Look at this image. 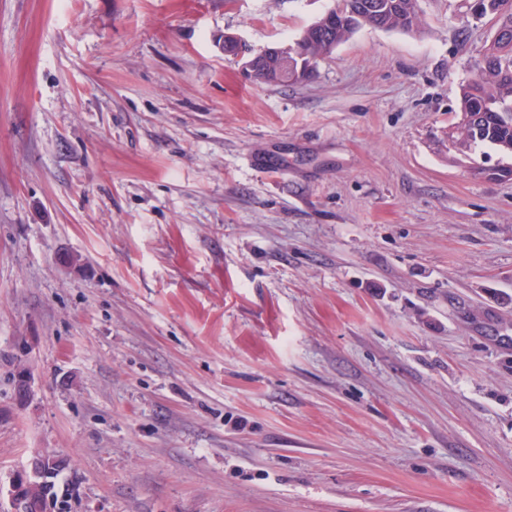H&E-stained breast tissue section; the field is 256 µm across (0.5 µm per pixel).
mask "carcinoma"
<instances>
[{
    "label": "carcinoma",
    "mask_w": 512,
    "mask_h": 512,
    "mask_svg": "<svg viewBox=\"0 0 512 512\" xmlns=\"http://www.w3.org/2000/svg\"><path fill=\"white\" fill-rule=\"evenodd\" d=\"M367 2L341 0L339 8L364 15L367 26L386 30H408L419 22L417 0H377L381 8L373 13L362 10ZM491 6L502 34L475 64L472 77L461 85L459 118L449 133L452 146L464 155L479 146L512 155V120L501 116L503 112L512 114V0H491ZM357 30L340 22L325 24L302 41V48L316 63ZM256 77L284 83L292 81V72L283 65L266 63Z\"/></svg>",
    "instance_id": "carcinoma-1"
}]
</instances>
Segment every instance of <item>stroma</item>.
<instances>
[{"label": "stroma", "instance_id": "stroma-1", "mask_svg": "<svg viewBox=\"0 0 512 512\" xmlns=\"http://www.w3.org/2000/svg\"><path fill=\"white\" fill-rule=\"evenodd\" d=\"M335 2L0 0V512L42 451L78 512H512V158L448 140L494 21L221 48Z\"/></svg>", "mask_w": 512, "mask_h": 512}]
</instances>
